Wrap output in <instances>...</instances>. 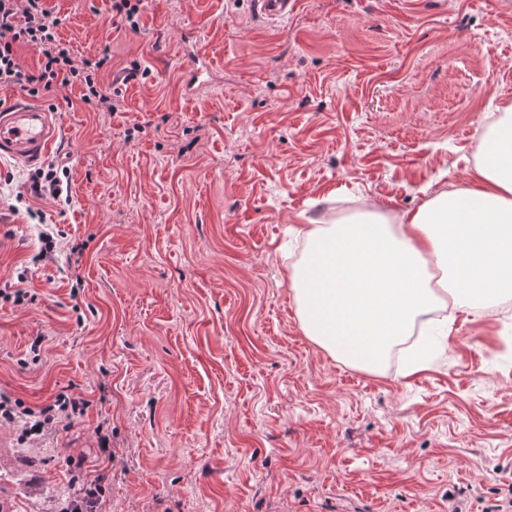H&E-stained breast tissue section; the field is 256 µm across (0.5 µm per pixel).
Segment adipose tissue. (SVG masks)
<instances>
[{
	"instance_id": "1",
	"label": "adipose tissue",
	"mask_w": 512,
	"mask_h": 512,
	"mask_svg": "<svg viewBox=\"0 0 512 512\" xmlns=\"http://www.w3.org/2000/svg\"><path fill=\"white\" fill-rule=\"evenodd\" d=\"M468 186L393 214L362 206L300 229L290 285L299 327L338 361L380 374L390 350L445 306L512 297V104L497 108Z\"/></svg>"
}]
</instances>
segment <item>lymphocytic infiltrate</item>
<instances>
[{"mask_svg":"<svg viewBox=\"0 0 512 512\" xmlns=\"http://www.w3.org/2000/svg\"><path fill=\"white\" fill-rule=\"evenodd\" d=\"M47 0H0V90L20 88L31 95L51 91L54 86L79 84L82 103L95 112H118L123 108L120 94L104 89L100 74L111 68L110 51L95 57L74 60L60 38V17L46 6ZM27 46L38 54L36 70L24 69L18 62L17 49ZM86 399L59 394L53 405L33 412L21 401L0 396V422L20 427L23 436L69 429L85 415Z\"/></svg>","mask_w":512,"mask_h":512,"instance_id":"obj_1","label":"lymphocytic infiltrate"}]
</instances>
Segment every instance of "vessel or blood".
Masks as SVG:
<instances>
[{
    "instance_id": "vessel-or-blood-1",
    "label": "vessel or blood",
    "mask_w": 512,
    "mask_h": 512,
    "mask_svg": "<svg viewBox=\"0 0 512 512\" xmlns=\"http://www.w3.org/2000/svg\"><path fill=\"white\" fill-rule=\"evenodd\" d=\"M256 6L266 19L278 22L295 12L297 0H256ZM209 81L205 57L194 55L183 73L186 90L195 91ZM58 137L52 113L42 107L26 101L0 107V159L36 164L48 155Z\"/></svg>"
}]
</instances>
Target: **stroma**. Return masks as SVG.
Listing matches in <instances>:
<instances>
[{"instance_id":"obj_1","label":"stroma","mask_w":512,"mask_h":512,"mask_svg":"<svg viewBox=\"0 0 512 512\" xmlns=\"http://www.w3.org/2000/svg\"><path fill=\"white\" fill-rule=\"evenodd\" d=\"M47 0L75 59L103 49L124 109L37 96L66 198L0 215V392L85 416L35 448L0 427L9 512H61L68 473L110 512H496L512 498V298L450 311L409 378L303 335L283 253L337 206L413 211L466 186L485 115L512 103V0ZM205 53L209 84L182 72ZM146 78L117 84L130 60ZM41 212L29 218L28 209ZM62 237L38 260L42 224ZM48 342L32 363L35 336ZM105 422L112 453L99 451ZM143 0H112V17L131 29L138 27ZM261 14L270 21H281L288 18L296 10L297 0H256Z\"/></svg>"}]
</instances>
